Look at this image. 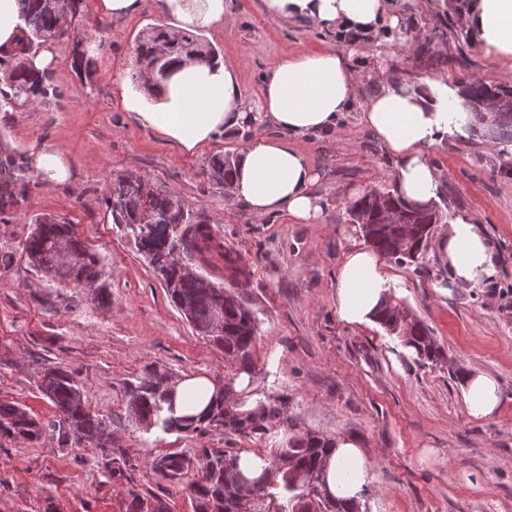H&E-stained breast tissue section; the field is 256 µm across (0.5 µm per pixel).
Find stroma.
<instances>
[{
	"mask_svg": "<svg viewBox=\"0 0 512 512\" xmlns=\"http://www.w3.org/2000/svg\"><path fill=\"white\" fill-rule=\"evenodd\" d=\"M412 39L377 44L362 36L355 59L365 60L353 107L337 130L291 138L320 179L321 220L300 224L285 215L256 217L202 170L216 154L239 155L260 138H279L269 124L225 130L194 154L143 126L123 105L116 73L136 69L134 44L154 25L170 24L160 0H142L127 18L97 15L83 0L77 38L51 44L53 88L40 103L0 112V147L24 155L57 148L72 169L70 182L28 172L24 195L0 222V400L42 422L53 404L37 389L51 365L70 371L93 413L106 418L114 447L124 449L130 480H113L92 448L59 447L55 437L0 443V512H126L130 491L156 493L171 512H193L190 478L155 474V456L195 455L200 448L245 453L277 450L290 430L349 440L370 455L362 512H512V171L501 168V146L482 137L429 148L442 182L436 197L448 215L472 212L490 242L497 274L471 290L446 288L408 266L386 261L396 302L424 323L444 351L428 362L379 323L350 325L336 314V282L345 253L363 245L347 205L364 189L395 184L396 159L360 123L378 89L380 69L414 83L432 75L512 85V61L467 45L473 0H393ZM202 39L238 68L249 95L283 59L336 42L334 32L302 19L266 13L260 0H227L224 26ZM96 44L92 76L73 65L77 44ZM163 183L185 206L209 219L215 235L240 259L232 289L255 313L261 332L248 402L284 401L286 424L264 437L165 434L146 431L127 407L126 385L150 365L172 379L231 376L222 349L200 335L172 305L132 237L113 224L105 196L113 171ZM69 222L96 253L110 294L101 305L88 288L54 281L33 268L23 243L35 216ZM494 375L501 402L496 417L474 420L461 398L465 375Z\"/></svg>",
	"mask_w": 512,
	"mask_h": 512,
	"instance_id": "obj_1",
	"label": "stroma"
}]
</instances>
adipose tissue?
I'll return each mask as SVG.
<instances>
[{"label":"adipose tissue","instance_id":"ef3b65f1","mask_svg":"<svg viewBox=\"0 0 512 512\" xmlns=\"http://www.w3.org/2000/svg\"><path fill=\"white\" fill-rule=\"evenodd\" d=\"M174 18V30H213L224 23L225 0H163ZM277 17L306 18L311 24L347 39L372 35L378 41L406 39L401 14L389 11L388 0H261ZM488 53L512 58V0H475L470 18ZM352 56L336 46L282 60L265 78L257 99L243 91L236 69L224 59L199 63L172 62L167 78L152 93L132 90L120 78L122 102L145 126L188 153L210 143L224 129L267 122L281 130L278 139L250 143L240 154L229 191L262 217L288 213L307 224L317 223L321 198L314 191L318 172L291 146L289 137L335 129L350 110L356 73ZM447 78L429 77L406 85L380 72V87L362 109V121L397 157L398 191L408 200L428 203L440 187V175L428 157L435 144L469 135L471 119ZM454 288H478L495 277L491 247L468 212L457 214L435 242ZM391 279L369 248L350 249L339 268L336 312L340 320L363 325L375 320L390 293ZM178 415L202 413L217 386L206 376H188L174 383ZM466 414L490 419L498 412L499 383L484 371L469 373L461 389ZM368 452L349 441L338 442L326 468L330 492L354 497L366 483Z\"/></svg>","mask_w":512,"mask_h":512}]
</instances>
